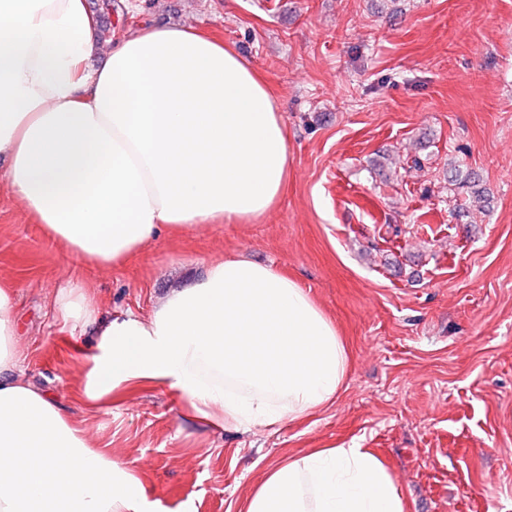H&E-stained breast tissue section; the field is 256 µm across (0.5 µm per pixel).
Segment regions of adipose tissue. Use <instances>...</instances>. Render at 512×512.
Here are the masks:
<instances>
[{"label":"adipose tissue","instance_id":"ef3b65f1","mask_svg":"<svg viewBox=\"0 0 512 512\" xmlns=\"http://www.w3.org/2000/svg\"><path fill=\"white\" fill-rule=\"evenodd\" d=\"M86 0H0V158L10 188L75 257L121 264L152 238L274 209L288 131L263 77L223 40L180 26L121 37L97 68ZM15 291L0 284V512H151L134 469L93 447L22 377ZM64 321L95 338L79 386L92 409L143 385L184 395L192 419L275 428L335 402L348 352L282 270L211 260L148 316L102 317L76 287ZM244 512H405L368 449L315 448L270 469Z\"/></svg>","mask_w":512,"mask_h":512}]
</instances>
